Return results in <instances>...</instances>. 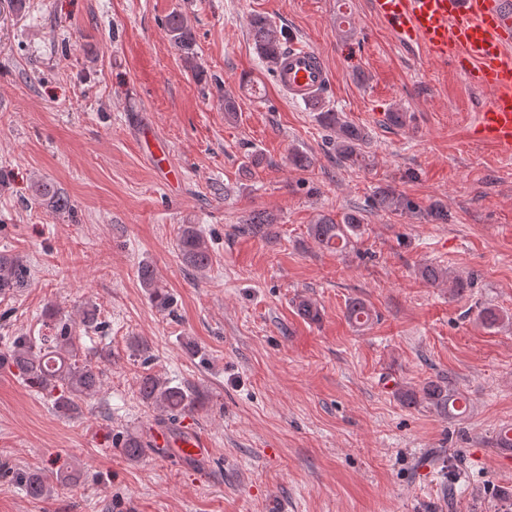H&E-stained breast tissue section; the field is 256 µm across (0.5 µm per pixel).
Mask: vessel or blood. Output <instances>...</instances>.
I'll list each match as a JSON object with an SVG mask.
<instances>
[{
    "label": "vessel or blood",
    "mask_w": 512,
    "mask_h": 512,
    "mask_svg": "<svg viewBox=\"0 0 512 512\" xmlns=\"http://www.w3.org/2000/svg\"><path fill=\"white\" fill-rule=\"evenodd\" d=\"M376 18L401 45H418L429 58L452 64L471 87L490 92L472 126L476 142L512 156V0H371ZM276 84L292 100L318 98L330 82L323 57L295 43L277 58ZM158 451L177 447L184 457H201L209 443L186 434L172 440L156 434Z\"/></svg>",
    "instance_id": "vessel-or-blood-1"
}]
</instances>
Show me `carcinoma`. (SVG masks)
I'll return each mask as SVG.
<instances>
[{
    "label": "carcinoma",
    "mask_w": 512,
    "mask_h": 512,
    "mask_svg": "<svg viewBox=\"0 0 512 512\" xmlns=\"http://www.w3.org/2000/svg\"><path fill=\"white\" fill-rule=\"evenodd\" d=\"M250 27L257 53L269 66H274L283 51V34L263 14L253 15L250 18ZM164 29L184 61L193 66V70H198L194 66L195 35L186 18L180 13H173L166 18ZM316 121L330 131V143L342 162L352 166L360 164L364 158L363 148L369 141L368 132L364 128L348 122L343 113L333 109L317 112ZM32 196L55 212L69 216L74 214L72 201L51 183H34ZM375 203L380 208L395 212L415 209L412 201L391 188L376 191ZM360 224L361 219L354 212L346 213L338 220L326 215L309 225L308 235L325 249L342 254L354 247ZM177 247L182 260L188 266L200 271L210 266L209 245L196 225H180ZM419 275L431 285L446 283L449 290L457 294L464 292L471 284L470 279L435 263L421 266ZM137 277L158 311L171 310L174 298L159 284L150 264H139ZM27 278V268L19 257L0 253L1 295L24 287ZM45 316L52 320L48 328L53 334L37 340L30 336L11 337L5 359L27 387L52 401L55 412L68 414L79 409L78 401L100 390L104 375L99 364L88 357H80V337L76 336L75 325L79 324L84 330L96 333L104 325L99 321L97 307L92 304L83 307L77 323L57 316L52 309L46 311ZM347 316L352 323L363 326L372 319V310L364 301L354 299L348 303ZM139 394L144 402L154 406L173 422L194 408L200 400L196 393L181 386H172L170 382L153 374L142 376ZM397 398L406 405L424 403L443 414L456 411L462 415L468 406L467 399L449 388L448 383L443 380L428 381L418 390L401 388L397 392ZM146 447L147 442L139 435H129L122 442L125 455L131 459L140 458ZM18 479L26 494L34 499L43 498L50 493V486L39 472L25 471L19 474Z\"/></svg>",
    "instance_id": "obj_1"
}]
</instances>
